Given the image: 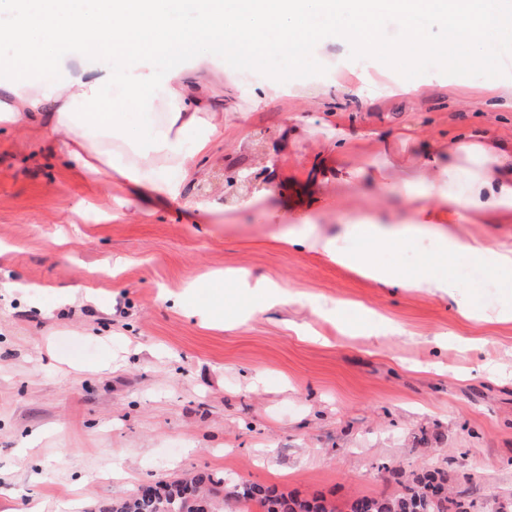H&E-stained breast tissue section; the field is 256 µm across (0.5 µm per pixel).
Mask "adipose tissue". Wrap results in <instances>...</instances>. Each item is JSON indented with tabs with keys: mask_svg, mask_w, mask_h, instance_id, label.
<instances>
[{
	"mask_svg": "<svg viewBox=\"0 0 512 512\" xmlns=\"http://www.w3.org/2000/svg\"><path fill=\"white\" fill-rule=\"evenodd\" d=\"M491 2L487 9L480 0H195L197 24L180 28L168 19L171 0H8L0 66L24 81L0 88V125L44 127L79 172L105 165L136 189L171 195L195 176L186 141L207 152L220 111L238 109L215 100L206 76L218 52L240 56L274 34L292 56L305 47L322 59L341 48L368 55L386 44L410 48L411 66L432 69L448 54L435 42L438 23L448 39L480 42L474 65L493 55L510 67L512 47L488 33L512 26V0ZM195 45L205 51L192 64L158 70V62ZM131 98L144 110L124 113ZM372 184L375 199L395 193L405 200L407 223L346 225L344 234L363 243L358 252L339 250L335 236L315 227L302 244L383 285L444 293L453 285L447 269L405 276L376 260L401 239L430 231L442 256L493 257L503 288H512V249L463 242L449 230L512 222V140L470 127L395 172H375Z\"/></svg>",
	"mask_w": 512,
	"mask_h": 512,
	"instance_id": "1",
	"label": "adipose tissue"
}]
</instances>
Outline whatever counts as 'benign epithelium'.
I'll use <instances>...</instances> for the list:
<instances>
[{"instance_id":"benign-epithelium-1","label":"benign epithelium","mask_w":512,"mask_h":512,"mask_svg":"<svg viewBox=\"0 0 512 512\" xmlns=\"http://www.w3.org/2000/svg\"><path fill=\"white\" fill-rule=\"evenodd\" d=\"M267 140L263 135L258 136L252 146V159L249 166L241 168L229 175L213 173L212 180L222 181L224 184V195L215 198L209 190V184L198 185L197 197L201 201L230 203L252 196L262 190L276 191L278 183L267 166Z\"/></svg>"}]
</instances>
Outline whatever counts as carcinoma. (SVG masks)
<instances>
[{"instance_id": "obj_1", "label": "carcinoma", "mask_w": 512, "mask_h": 512, "mask_svg": "<svg viewBox=\"0 0 512 512\" xmlns=\"http://www.w3.org/2000/svg\"><path fill=\"white\" fill-rule=\"evenodd\" d=\"M446 485L444 472L435 469L418 474L404 485L403 491L392 496L352 497L345 505L346 512H466L460 493L451 491L440 497H431L426 489ZM192 486L206 498L209 512H224V503L217 500L213 489L222 487L225 497L232 498L244 509L257 505L263 512H338L324 494L309 498L249 481L228 484L222 477L197 473L171 482L160 483L154 495L135 491L112 504L108 512H194L193 503L182 496V489Z\"/></svg>"}]
</instances>
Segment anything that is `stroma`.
Returning a JSON list of instances; mask_svg holds the SVG:
<instances>
[{
	"instance_id": "1",
	"label": "stroma",
	"mask_w": 512,
	"mask_h": 512,
	"mask_svg": "<svg viewBox=\"0 0 512 512\" xmlns=\"http://www.w3.org/2000/svg\"><path fill=\"white\" fill-rule=\"evenodd\" d=\"M245 109L191 157L197 181L178 197L136 200L130 185L72 169L38 128L0 126V512L30 501L44 512H107L140 486L221 474L344 508L389 496L412 475L445 472L467 512H512V299L493 265L451 261L450 293L387 287L280 237L304 219L327 233L390 215L369 182L336 185L337 164L372 160L380 139L445 140L480 126L512 136V109H477L478 88L512 83V67H476L452 43L432 71L380 49L291 62L276 38L246 61L216 58ZM372 93L358 112H306L303 93L337 72ZM278 96L255 102L260 85ZM417 84L411 101L397 87ZM344 131L352 156L325 140ZM270 138L280 185L264 204H202L198 180L247 162ZM440 253L432 235L399 243L381 263L411 274ZM232 275L224 323L174 297L207 274ZM284 301L264 311L268 288ZM88 291L95 303L61 306Z\"/></svg>"
}]
</instances>
